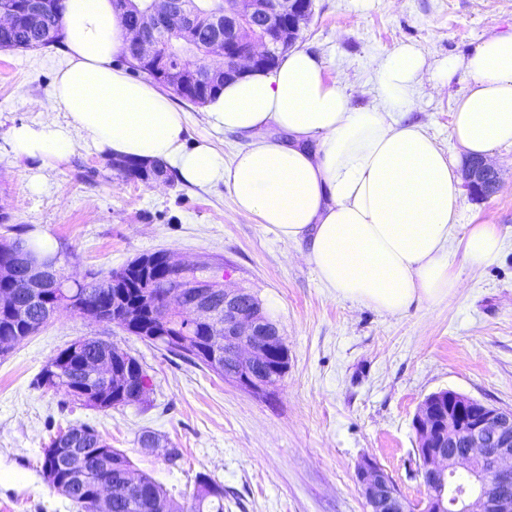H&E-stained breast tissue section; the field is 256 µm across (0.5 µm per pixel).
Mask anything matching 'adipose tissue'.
I'll list each match as a JSON object with an SVG mask.
<instances>
[{"instance_id":"ef3b65f1","label":"adipose tissue","mask_w":512,"mask_h":512,"mask_svg":"<svg viewBox=\"0 0 512 512\" xmlns=\"http://www.w3.org/2000/svg\"><path fill=\"white\" fill-rule=\"evenodd\" d=\"M67 59L41 119L13 126L20 159H64L75 139L97 153L164 164L184 183L230 187L237 212L302 244V257L342 299L395 316L461 286L451 234L458 220V165L411 117L423 86L452 88L451 137L470 157L512 147V32L482 41L465 59L428 61L404 44L374 63L373 105L354 106L324 64L300 49L271 69L225 83L205 106L214 131L247 137L232 164L205 140L191 142L185 112L113 59L127 29L112 0H65ZM493 224H475L463 255L476 268L499 259Z\"/></svg>"}]
</instances>
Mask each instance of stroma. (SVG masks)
Returning <instances> with one entry per match:
<instances>
[{"mask_svg": "<svg viewBox=\"0 0 512 512\" xmlns=\"http://www.w3.org/2000/svg\"><path fill=\"white\" fill-rule=\"evenodd\" d=\"M512 32V0H314L297 48L321 58L353 105L375 101L373 62L404 43L434 61L466 58L489 36ZM64 48L0 49V225L58 245L66 275L116 270L159 250L218 268L256 295L279 324L288 372L269 394L242 391L208 369L175 357L122 328L63 310L39 332L0 355V512H78L43 480V450L61 429L87 424L135 468L172 493L192 491L197 473L224 486V512H368L356 480L375 459L412 502L426 490L416 474L412 421L430 394L451 390L512 408V147L491 158L501 185L486 198L461 196L453 269L459 290L414 303L398 316L337 298L300 246L238 214L229 188H199L168 174L164 184L126 180L106 156L75 142L63 160L16 159L13 125L38 119ZM466 86L458 75L452 93ZM452 93L423 88L411 112L438 146L455 156ZM193 136H210L225 160L244 137L210 132L201 109L180 96ZM44 187L33 191L32 174ZM505 236L496 264L468 265L460 242L470 225ZM99 337L135 357L152 390L147 406L62 408L64 390L34 381L46 361L80 337ZM154 432L158 448L138 442ZM180 449L178 465L165 451Z\"/></svg>", "mask_w": 512, "mask_h": 512, "instance_id": "obj_1", "label": "stroma"}]
</instances>
